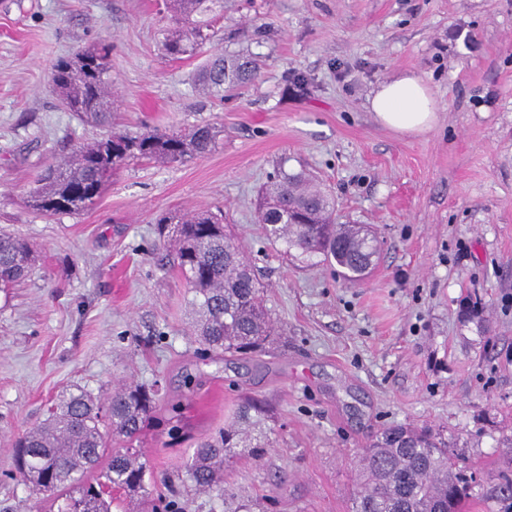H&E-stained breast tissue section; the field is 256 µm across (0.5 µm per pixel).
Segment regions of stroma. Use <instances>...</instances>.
Masks as SVG:
<instances>
[{
	"mask_svg": "<svg viewBox=\"0 0 512 512\" xmlns=\"http://www.w3.org/2000/svg\"><path fill=\"white\" fill-rule=\"evenodd\" d=\"M164 0H0V228L38 250L0 292V512H39L13 440L63 391L157 385L144 434L153 494L181 512H350L356 455L383 428L427 426L481 484L469 512H503L512 479V0H230L204 51L174 60ZM112 43L115 130L223 131L212 153L133 163L95 205L46 217L43 167L102 128L52 91L57 58ZM253 55L252 82L214 93L211 52ZM430 86L423 134L383 127L367 100L402 72ZM316 175L336 220L377 231L370 274L285 257L256 220L277 165ZM200 207L225 223L283 334L250 359L198 353L187 286L154 220ZM270 407L261 460L224 471L233 499L195 493L184 464L244 397Z\"/></svg>",
	"mask_w": 512,
	"mask_h": 512,
	"instance_id": "stroma-1",
	"label": "stroma"
}]
</instances>
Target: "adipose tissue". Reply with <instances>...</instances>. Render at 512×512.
<instances>
[{"label": "adipose tissue", "mask_w": 512, "mask_h": 512, "mask_svg": "<svg viewBox=\"0 0 512 512\" xmlns=\"http://www.w3.org/2000/svg\"><path fill=\"white\" fill-rule=\"evenodd\" d=\"M376 120L399 133H422L436 120L435 101L418 75L402 73L381 82L369 100Z\"/></svg>", "instance_id": "adipose-tissue-1"}]
</instances>
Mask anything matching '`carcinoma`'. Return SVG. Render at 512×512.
I'll return each instance as SVG.
<instances>
[{"mask_svg":"<svg viewBox=\"0 0 512 512\" xmlns=\"http://www.w3.org/2000/svg\"><path fill=\"white\" fill-rule=\"evenodd\" d=\"M175 20H192L166 33L167 56L181 59L210 41L206 16L224 10V0H169ZM112 44L98 45L58 59L50 82L67 108L97 125L112 123ZM252 60L228 63L221 53L208 60L201 80L220 92L226 77L247 82L257 76ZM219 130L209 124L185 132L152 129L139 136L111 133L83 143L50 165L31 195L37 210L55 216L77 214L95 204L117 170L134 161L157 164L204 156L218 146ZM257 222L268 240L284 246L309 265L336 263L357 279L379 253L380 241L362 226L336 223V201L304 171L279 168L263 188ZM159 241L169 251L188 286L191 329L204 355L244 356L262 348L275 326L261 298L251 265L222 218L198 210L156 219ZM36 262L25 239L0 232V289L27 278ZM157 390L124 383L105 397L78 389L63 393L48 417L18 437L26 450L16 460L19 478L57 505V512H111L112 492L129 497L145 492L150 470L145 452L133 441L149 425ZM265 412L254 401L241 403L224 431L199 444L185 465L196 490L225 496L224 468L236 449L264 456L270 446ZM124 446L107 452V437ZM352 512H462L475 480L448 454L439 434L406 425L384 428L358 455Z\"/></svg>","mask_w":512,"mask_h":512,"instance_id":"obj_1","label":"carcinoma"}]
</instances>
